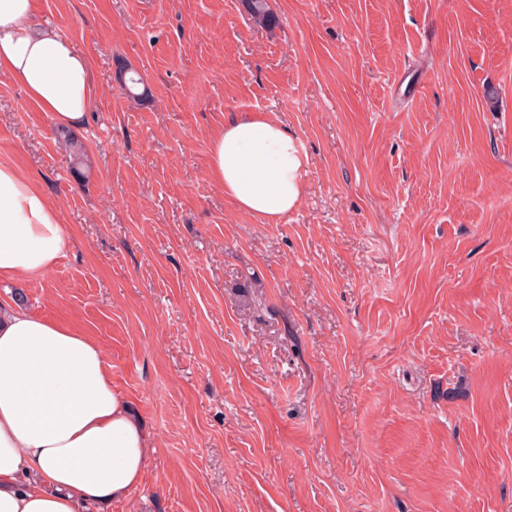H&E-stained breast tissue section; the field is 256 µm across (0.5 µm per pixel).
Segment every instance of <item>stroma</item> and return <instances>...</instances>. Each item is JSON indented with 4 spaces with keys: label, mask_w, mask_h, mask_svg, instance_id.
<instances>
[{
    "label": "stroma",
    "mask_w": 512,
    "mask_h": 512,
    "mask_svg": "<svg viewBox=\"0 0 512 512\" xmlns=\"http://www.w3.org/2000/svg\"><path fill=\"white\" fill-rule=\"evenodd\" d=\"M269 4L35 0L99 95L75 166L0 77L74 241L0 302L96 339L152 433L108 512H512V0ZM249 112L309 159L275 222L208 175ZM242 6L253 19L268 28L278 24V17L271 10L269 0H242Z\"/></svg>",
    "instance_id": "1"
}]
</instances>
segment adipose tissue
Here are the masks:
<instances>
[{"label":"adipose tissue","instance_id":"ef3b65f1","mask_svg":"<svg viewBox=\"0 0 512 512\" xmlns=\"http://www.w3.org/2000/svg\"><path fill=\"white\" fill-rule=\"evenodd\" d=\"M1 75L60 130L79 128L98 92L89 59L37 23L34 0H0ZM307 163L294 133L252 113L212 138L208 173L240 209L274 222L300 204ZM72 244L34 178L0 161V282L50 272ZM152 448L95 340L0 305V512H84L122 500Z\"/></svg>","mask_w":512,"mask_h":512}]
</instances>
